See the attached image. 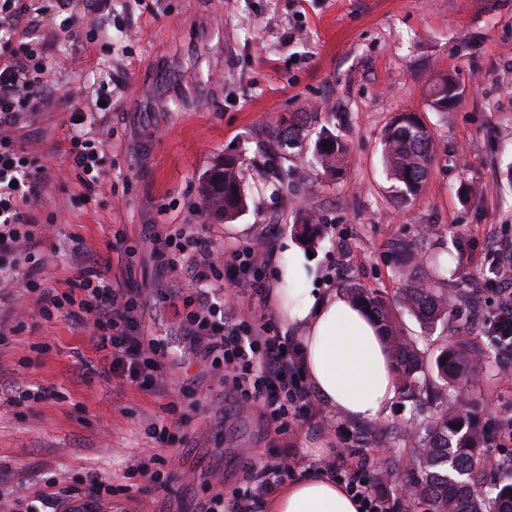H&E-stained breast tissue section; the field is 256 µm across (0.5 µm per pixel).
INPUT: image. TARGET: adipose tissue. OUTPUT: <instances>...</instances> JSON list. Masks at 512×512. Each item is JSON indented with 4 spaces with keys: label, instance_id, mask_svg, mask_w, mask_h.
Returning a JSON list of instances; mask_svg holds the SVG:
<instances>
[{
    "label": "adipose tissue",
    "instance_id": "obj_1",
    "mask_svg": "<svg viewBox=\"0 0 512 512\" xmlns=\"http://www.w3.org/2000/svg\"><path fill=\"white\" fill-rule=\"evenodd\" d=\"M270 299L300 335L302 365L323 405L356 422H376L398 393L394 356L368 314L342 293L314 288L302 250L288 248ZM268 512H361L336 481L300 477L271 494Z\"/></svg>",
    "mask_w": 512,
    "mask_h": 512
}]
</instances>
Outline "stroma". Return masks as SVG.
<instances>
[{
	"instance_id": "35a3bbf8",
	"label": "stroma",
	"mask_w": 512,
	"mask_h": 512,
	"mask_svg": "<svg viewBox=\"0 0 512 512\" xmlns=\"http://www.w3.org/2000/svg\"><path fill=\"white\" fill-rule=\"evenodd\" d=\"M145 2L140 10L116 5L111 14H91V27L74 29L68 47L41 14L40 0H30L56 93L18 135L53 174L44 188L56 202L53 213L33 212L37 223H53L48 286L68 291L75 263L59 245L81 236L86 262H111L113 275L137 293L142 336L169 343L172 354L159 367L169 392L102 377L92 320L44 318L34 298L14 289L9 305L21 312L23 328L0 344V499L37 496L58 475L76 484L97 474L123 487L112 496V512H201L211 495L242 485L247 462L264 464L289 445L302 457L344 448L389 463L382 489L400 506L410 461L389 430L413 421L411 402L396 397L387 415L370 423L320 404L288 435L267 427L256 409H239L224 369L185 336L192 275L160 265L156 235L163 224H192L216 251L269 242L264 275L271 289L285 250L301 243L295 219L314 208L324 232L310 246L318 287L377 289L391 301L400 287L397 244L413 258L447 250L452 279L468 298L459 330L486 346L498 297L467 256L512 237V0ZM95 68L111 79L112 185L85 207L72 200L79 188L68 169L66 133L71 108L91 97L84 76ZM439 73L451 74L465 92L444 120L425 101ZM298 112L315 115L302 136L338 127L347 154L335 175L299 166L304 182L292 188L279 165H264L263 132ZM400 112L420 113L438 153L421 197L402 206L391 196L380 142ZM226 160L239 163L248 203L230 222L200 199L210 170ZM19 386L45 396L14 398ZM473 389L483 417L512 411V382L501 383L494 369ZM154 418L169 428L161 445L146 433ZM153 453L165 460L164 484L128 477L135 458Z\"/></svg>"
}]
</instances>
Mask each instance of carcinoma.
<instances>
[{"label":"carcinoma","instance_id":"obj_1","mask_svg":"<svg viewBox=\"0 0 512 512\" xmlns=\"http://www.w3.org/2000/svg\"><path fill=\"white\" fill-rule=\"evenodd\" d=\"M463 92L447 77H439L427 89L429 107L446 112L448 106L461 102ZM308 113L302 112L286 127L267 130V137L277 149L302 147L300 128ZM383 154L395 199L407 203L422 192L435 161V149L428 128L413 112L397 115L383 132ZM312 158L323 172H334L344 152L342 136L323 127L312 143ZM202 205L207 210L224 214L233 220L246 207L241 171L231 163L224 164L222 182L216 174L208 176L202 186ZM295 229L314 243L321 237L319 217L308 212L295 222ZM400 296L396 305L411 312L422 324L434 327L448 321V293L451 288L445 260L433 266L431 280L416 276L414 270L400 273ZM353 302L365 307L375 318L382 335L391 347L397 365L403 395L421 406V393L430 390L426 370L435 373L444 385L460 387L468 383L482 367L485 352L472 350L453 340L437 349L433 363L424 356L413 340L401 333L391 303L376 292L349 288ZM477 400L471 394L457 398L445 410L427 418L422 429L406 434L416 468L412 474V494L408 512H512V484L494 492L486 490L478 477L482 467L481 448L485 441V421L476 412Z\"/></svg>","mask_w":512,"mask_h":512}]
</instances>
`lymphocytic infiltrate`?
<instances>
[{
    "instance_id": "1",
    "label": "lymphocytic infiltrate",
    "mask_w": 512,
    "mask_h": 512,
    "mask_svg": "<svg viewBox=\"0 0 512 512\" xmlns=\"http://www.w3.org/2000/svg\"><path fill=\"white\" fill-rule=\"evenodd\" d=\"M26 0H0V290L11 291L22 285L34 294L45 317L84 315L98 329L92 338L101 353L100 373L122 382L143 379L155 392L165 389L161 373L143 359L144 350L159 353L167 345L159 339L144 340L138 332V300L119 281L113 279L110 264H81L74 282L64 294L45 286L41 274L44 260L39 252L45 231L36 227L32 212L40 202V191L50 173L40 163L37 151L15 136L23 123L42 112L53 99V87L44 46L29 35L24 24ZM92 113L74 108L69 124L70 169L80 189L79 200L93 201L107 173L103 167L105 135L86 136L84 128L93 123ZM160 255L171 269H187L198 285L196 310L187 320V334L200 349L211 355L213 363L224 366L232 384L238 407L259 409L268 425L286 434L315 412L300 354V345L280 336L266 317L245 316L225 308L215 282L218 268L233 273L252 295L264 292L261 270L266 256L253 246H229L223 263H216L213 251L192 225L166 227L160 234ZM504 256L489 250L480 257L479 270L490 271L486 287L500 295V309L486 327L496 337L500 352L512 355V291L505 287ZM297 452L279 450L274 461L262 467L258 483L239 486L231 496L214 495L205 512H253L255 504L269 491L293 476ZM321 474L344 485L351 497L359 500L362 512H391L389 499L380 492L369 455H332L318 460ZM114 487L101 476L87 479L79 487L61 482L55 492L41 496L39 505L18 510L9 502L6 512H40V505L59 503L77 496L96 501L111 499Z\"/></svg>"
}]
</instances>
